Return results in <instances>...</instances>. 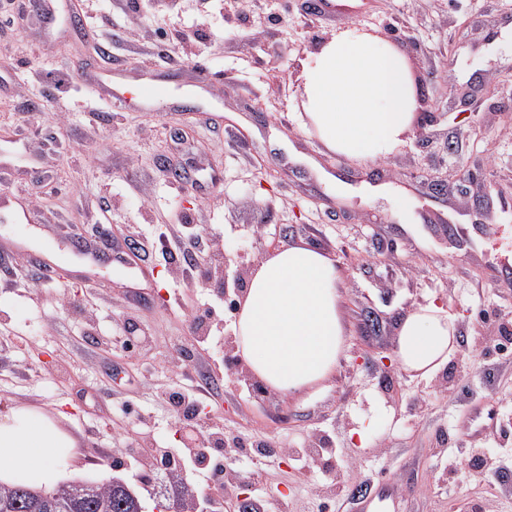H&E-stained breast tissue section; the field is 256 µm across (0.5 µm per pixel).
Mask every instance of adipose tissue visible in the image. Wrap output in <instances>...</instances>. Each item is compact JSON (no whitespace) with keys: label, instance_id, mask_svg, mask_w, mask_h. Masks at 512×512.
<instances>
[{"label":"adipose tissue","instance_id":"ef3b65f1","mask_svg":"<svg viewBox=\"0 0 512 512\" xmlns=\"http://www.w3.org/2000/svg\"><path fill=\"white\" fill-rule=\"evenodd\" d=\"M312 129L330 151L372 161L413 125L417 101L403 56L386 41L348 29L301 63ZM340 271L320 249L282 246L252 272L233 324L237 352L265 388L296 395L326 379L344 353ZM456 333L430 303L399 323L395 357L407 372L428 374L448 359ZM74 440L33 408L0 414V481L52 487L66 475Z\"/></svg>","mask_w":512,"mask_h":512}]
</instances>
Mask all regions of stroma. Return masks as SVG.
<instances>
[{
  "mask_svg": "<svg viewBox=\"0 0 512 512\" xmlns=\"http://www.w3.org/2000/svg\"><path fill=\"white\" fill-rule=\"evenodd\" d=\"M8 2L0 194L28 187L32 221L0 213V413L47 414L75 441V478L120 479L154 512L173 493L166 470L141 482L117 451L180 447L162 395L187 373L213 393L206 413L225 436L282 447L229 477L212 512H357L381 481L400 512H512V342L497 340L512 329V45L488 51L512 33V0H333L325 13L315 0H88L87 31L36 16L13 29ZM352 26L404 56L417 98L413 128L373 163L328 151L301 122V60ZM77 65L89 78L67 80ZM102 65L132 86L151 72L182 100L114 108L94 86ZM323 171L391 196L329 189ZM99 224L116 258L83 265L69 241L100 247ZM171 233L201 235L223 281L197 287L166 259ZM292 243L336 262L346 347L319 388L255 397L226 364L238 272ZM430 302L456 346L422 378L398 366L395 342ZM368 315L378 332H363ZM132 324L146 349L117 342Z\"/></svg>",
  "mask_w": 512,
  "mask_h": 512,
  "instance_id": "1",
  "label": "stroma"
}]
</instances>
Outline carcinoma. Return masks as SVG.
I'll return each instance as SVG.
<instances>
[{
  "label": "carcinoma",
  "instance_id": "obj_1",
  "mask_svg": "<svg viewBox=\"0 0 512 512\" xmlns=\"http://www.w3.org/2000/svg\"><path fill=\"white\" fill-rule=\"evenodd\" d=\"M138 498L122 487L100 485L86 491L74 483L62 490L34 489L25 485H0V512H141Z\"/></svg>",
  "mask_w": 512,
  "mask_h": 512
}]
</instances>
